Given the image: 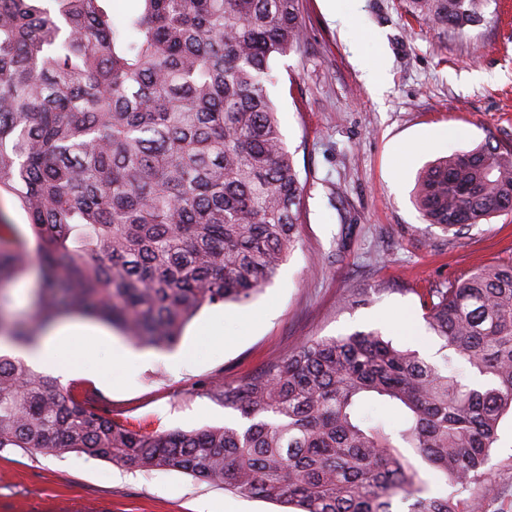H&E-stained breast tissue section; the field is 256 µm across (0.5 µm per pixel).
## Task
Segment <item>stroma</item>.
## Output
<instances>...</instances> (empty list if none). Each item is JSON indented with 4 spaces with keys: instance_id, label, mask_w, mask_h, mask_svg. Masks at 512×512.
Listing matches in <instances>:
<instances>
[{
    "instance_id": "obj_1",
    "label": "stroma",
    "mask_w": 512,
    "mask_h": 512,
    "mask_svg": "<svg viewBox=\"0 0 512 512\" xmlns=\"http://www.w3.org/2000/svg\"><path fill=\"white\" fill-rule=\"evenodd\" d=\"M305 41L276 58L267 86L304 186L301 242L251 301L207 307L169 348L131 344L86 319L63 343L78 361L65 387L92 390L139 432L220 426L236 418L210 389L285 358L306 336L381 330L432 357L423 303L431 289L488 263L512 262V213L452 236L424 224L419 172L491 143L512 146V0H490L464 34L410 14L409 0H302ZM458 129L437 143L438 133ZM39 268L0 284V309L31 311ZM354 304L337 310L343 296ZM137 355L117 361L113 345ZM483 484L489 512H512V421ZM283 512L280 504L165 470L129 471L72 451L0 449V512Z\"/></svg>"
}]
</instances>
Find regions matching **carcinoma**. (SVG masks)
<instances>
[{
	"instance_id": "carcinoma-1",
	"label": "carcinoma",
	"mask_w": 512,
	"mask_h": 512,
	"mask_svg": "<svg viewBox=\"0 0 512 512\" xmlns=\"http://www.w3.org/2000/svg\"><path fill=\"white\" fill-rule=\"evenodd\" d=\"M0 0V281L40 271L33 311L0 338L37 342L61 317L166 348L205 306L246 303L299 242L303 185L265 82L304 41L301 0ZM463 32L488 0H410ZM423 221L458 234L512 212V150L482 144L420 172ZM437 359L378 329L304 339L239 384L246 424L142 433L87 390L0 355V448L64 450L177 471L292 512H483L512 416V263L433 289ZM391 407V423L377 412ZM448 486L428 496L424 473Z\"/></svg>"
}]
</instances>
